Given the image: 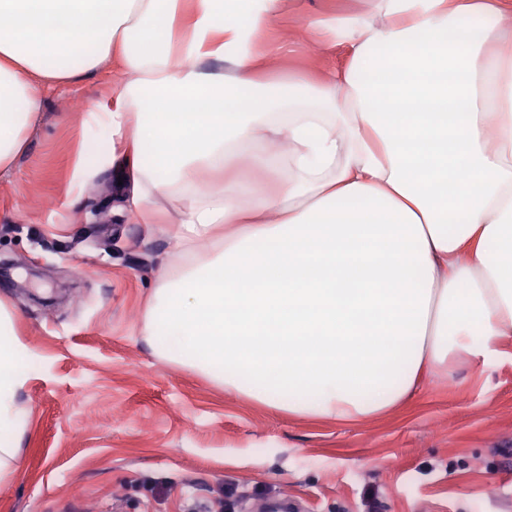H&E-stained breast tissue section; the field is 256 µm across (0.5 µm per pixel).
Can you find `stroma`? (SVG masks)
Listing matches in <instances>:
<instances>
[{
	"mask_svg": "<svg viewBox=\"0 0 512 512\" xmlns=\"http://www.w3.org/2000/svg\"><path fill=\"white\" fill-rule=\"evenodd\" d=\"M376 16L377 0H282L266 62L320 77L343 63L332 26ZM125 79L107 63L46 91L0 176V297L37 355L0 512H512V337L351 423L269 410L151 354L145 303L174 227L141 224L118 169L80 173L111 137L91 111Z\"/></svg>",
	"mask_w": 512,
	"mask_h": 512,
	"instance_id": "stroma-1",
	"label": "stroma"
}]
</instances>
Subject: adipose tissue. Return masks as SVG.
<instances>
[{"label": "adipose tissue", "mask_w": 512, "mask_h": 512, "mask_svg": "<svg viewBox=\"0 0 512 512\" xmlns=\"http://www.w3.org/2000/svg\"><path fill=\"white\" fill-rule=\"evenodd\" d=\"M279 6L0 0V174L45 88L128 73L98 107L102 163L141 216L166 204L178 225L152 352L270 409L356 421L512 335V0H379L384 22L337 27L346 62L317 80L263 73ZM16 320L0 299L1 483L36 358Z\"/></svg>", "instance_id": "ef3b65f1"}]
</instances>
